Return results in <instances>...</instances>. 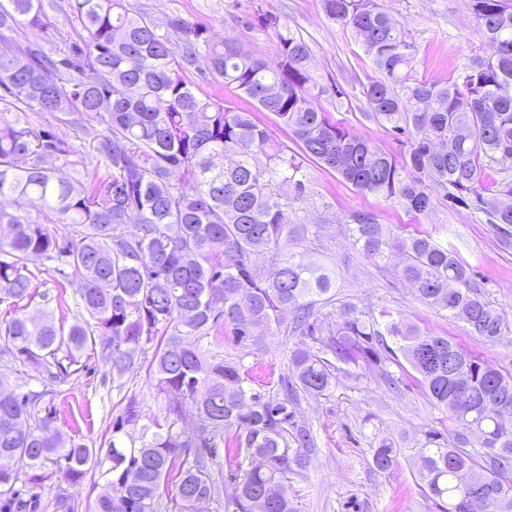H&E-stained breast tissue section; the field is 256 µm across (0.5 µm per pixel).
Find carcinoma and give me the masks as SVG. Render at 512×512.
I'll use <instances>...</instances> for the list:
<instances>
[{
    "label": "carcinoma",
    "instance_id": "obj_1",
    "mask_svg": "<svg viewBox=\"0 0 512 512\" xmlns=\"http://www.w3.org/2000/svg\"><path fill=\"white\" fill-rule=\"evenodd\" d=\"M321 4L372 57L379 76L363 87L368 116L405 147L402 160L315 106L311 50L274 16L251 21L277 31L271 66L182 19L162 29L127 0H0V512H39L49 481L59 484V512H74L61 484L90 472L102 480L91 512H298L289 480L313 444L301 399L328 396L345 364L387 361L401 371L390 375L394 386L417 382L456 426L451 440L427 432L415 454L436 512H512V373L388 310L332 305L336 272L295 251L310 232L298 217L310 199L308 161L418 215L441 193L509 234L512 182H489L484 169L512 162V0H469L494 53L449 82L409 81L414 47L377 0ZM54 11L84 34L48 48L46 38L15 37L47 32ZM202 54L211 79L277 116L299 152L288 153L251 113L194 89L185 73ZM43 113L91 140L105 175L74 142L35 127ZM46 212L60 227L35 218ZM344 228L366 258L400 257L398 273L415 295L473 335L496 341L512 331L447 244L386 233L367 212ZM35 257L78 282L74 321L56 317L45 293L27 312ZM319 301L331 309H315ZM286 313L301 336L288 376L256 389L247 342L281 331ZM227 328L241 349L235 357H224ZM91 361L114 381L145 365L170 397L139 442L129 433L144 418L134 395L105 447L62 433L56 407L41 405L44 392L89 373ZM25 367L39 369L45 391L24 390ZM400 454L382 438L372 466L389 471ZM223 455L235 461L227 471ZM229 480L235 494L223 502ZM171 482L175 494L162 493Z\"/></svg>",
    "mask_w": 512,
    "mask_h": 512
}]
</instances>
